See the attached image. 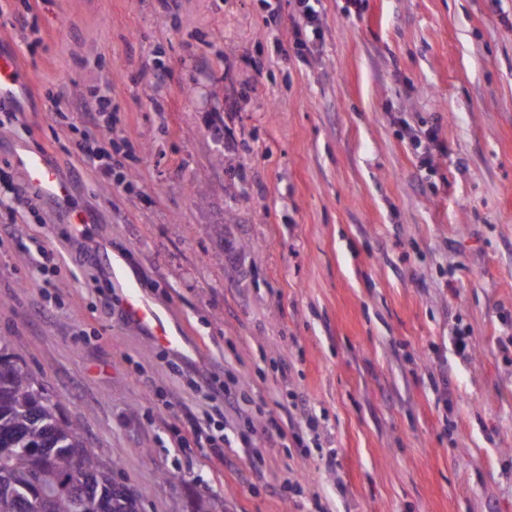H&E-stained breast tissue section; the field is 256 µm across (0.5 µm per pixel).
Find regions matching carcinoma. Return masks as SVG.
<instances>
[{"label": "carcinoma", "instance_id": "obj_1", "mask_svg": "<svg viewBox=\"0 0 512 512\" xmlns=\"http://www.w3.org/2000/svg\"><path fill=\"white\" fill-rule=\"evenodd\" d=\"M43 380L31 374L0 338V512H77L70 490L74 471L85 477L80 486L87 498L99 502L98 512H127L129 504L112 491L103 452L86 445L79 427L61 419ZM50 442L56 449L51 468L43 467L36 449Z\"/></svg>", "mask_w": 512, "mask_h": 512}]
</instances>
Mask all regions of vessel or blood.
<instances>
[{
    "instance_id": "obj_1",
    "label": "vessel or blood",
    "mask_w": 512,
    "mask_h": 512,
    "mask_svg": "<svg viewBox=\"0 0 512 512\" xmlns=\"http://www.w3.org/2000/svg\"><path fill=\"white\" fill-rule=\"evenodd\" d=\"M27 85L28 74L17 63L15 56L0 54V110H11L14 99L26 91ZM16 163L23 173L26 186L42 195L63 223L69 224L73 236L84 242L102 260L103 270L108 277L123 288L122 311L126 321L170 353H182V336L172 332L160 311L142 295L137 279L128 273L119 258L113 257L107 243L96 236L93 215L87 209L74 206L70 182L46 160L41 151L19 153Z\"/></svg>"
}]
</instances>
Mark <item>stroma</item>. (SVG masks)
I'll return each mask as SVG.
<instances>
[{
    "instance_id": "obj_1",
    "label": "stroma",
    "mask_w": 512,
    "mask_h": 512,
    "mask_svg": "<svg viewBox=\"0 0 512 512\" xmlns=\"http://www.w3.org/2000/svg\"><path fill=\"white\" fill-rule=\"evenodd\" d=\"M315 8L302 61L297 0H0L31 76L0 112V337L139 512H512V0ZM83 98L112 114L94 161ZM432 125L425 159L409 134ZM22 146L184 354L124 321ZM188 364L228 383L219 411ZM207 412L220 457L192 432Z\"/></svg>"
}]
</instances>
